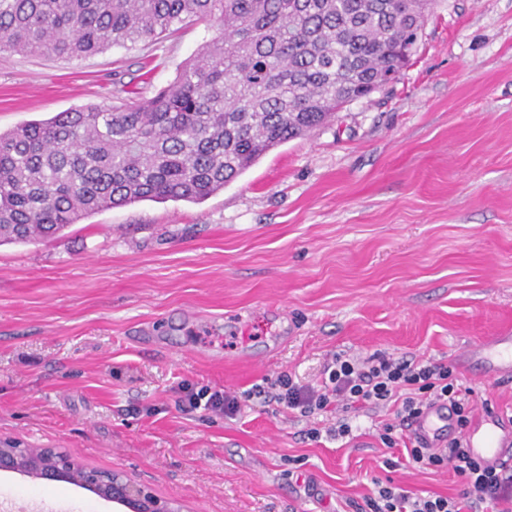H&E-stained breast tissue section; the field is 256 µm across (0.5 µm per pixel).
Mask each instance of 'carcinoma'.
I'll return each instance as SVG.
<instances>
[{
  "label": "carcinoma",
  "instance_id": "cac0c4a2",
  "mask_svg": "<svg viewBox=\"0 0 512 512\" xmlns=\"http://www.w3.org/2000/svg\"><path fill=\"white\" fill-rule=\"evenodd\" d=\"M431 0H0V52L82 58L179 24L219 34L154 96L0 131V243L108 208L200 203L396 80Z\"/></svg>",
  "mask_w": 512,
  "mask_h": 512
}]
</instances>
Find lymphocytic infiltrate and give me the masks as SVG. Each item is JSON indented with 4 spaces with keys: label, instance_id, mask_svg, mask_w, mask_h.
Listing matches in <instances>:
<instances>
[{
    "label": "lymphocytic infiltrate",
    "instance_id": "1",
    "mask_svg": "<svg viewBox=\"0 0 512 512\" xmlns=\"http://www.w3.org/2000/svg\"><path fill=\"white\" fill-rule=\"evenodd\" d=\"M251 394L263 403L309 418L331 410L336 422L327 429L309 428L308 439L327 436L333 440L349 437L352 425L348 412L370 411L384 406L394 409V419L380 424L377 436L389 449H402L410 463L418 466L448 467L459 477L464 489L460 498L442 495L418 496L394 480L376 482L365 496L359 512H512V466L490 467L471 458L459 441L432 451L414 440L412 422L431 401L450 403L458 429H465L472 417V387L464 385L451 363L432 359H393L375 353L365 359L333 355L323 369L319 386L312 387L283 374L269 385L255 386Z\"/></svg>",
    "mask_w": 512,
    "mask_h": 512
}]
</instances>
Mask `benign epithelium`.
<instances>
[{"label": "benign epithelium", "instance_id": "1", "mask_svg": "<svg viewBox=\"0 0 512 512\" xmlns=\"http://www.w3.org/2000/svg\"><path fill=\"white\" fill-rule=\"evenodd\" d=\"M0 471L26 473L36 479L74 480L101 497L128 507L130 512H182L179 502L159 497L117 472L78 465L62 453L48 458L43 448L0 445Z\"/></svg>", "mask_w": 512, "mask_h": 512}]
</instances>
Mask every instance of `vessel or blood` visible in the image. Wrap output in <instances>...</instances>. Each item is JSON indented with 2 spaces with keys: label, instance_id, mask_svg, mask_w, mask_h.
I'll return each mask as SVG.
<instances>
[{
  "label": "vessel or blood",
  "instance_id": "obj_1",
  "mask_svg": "<svg viewBox=\"0 0 512 512\" xmlns=\"http://www.w3.org/2000/svg\"><path fill=\"white\" fill-rule=\"evenodd\" d=\"M491 360L489 378L512 381V334L488 336L469 344L463 351L464 360L475 357ZM414 435L426 447H445L449 437L460 436L467 453L475 460L497 466L512 460V418L499 411L483 407L464 431L455 428V416L448 403L427 406L412 426Z\"/></svg>",
  "mask_w": 512,
  "mask_h": 512
}]
</instances>
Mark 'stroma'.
Wrapping results in <instances>:
<instances>
[{
    "mask_svg": "<svg viewBox=\"0 0 512 512\" xmlns=\"http://www.w3.org/2000/svg\"><path fill=\"white\" fill-rule=\"evenodd\" d=\"M217 34L80 59L0 53V130L148 98ZM512 329V0H435L397 82L263 156L200 203L141 201L50 242L0 245V443L123 474L186 512H355L375 481L456 497L446 468L395 467L369 418L313 442L258 400L237 418L179 390L243 395L335 352L454 360ZM0 512H130L0 471Z\"/></svg>",
    "mask_w": 512,
    "mask_h": 512,
    "instance_id": "35a3bbf8",
    "label": "stroma"
}]
</instances>
